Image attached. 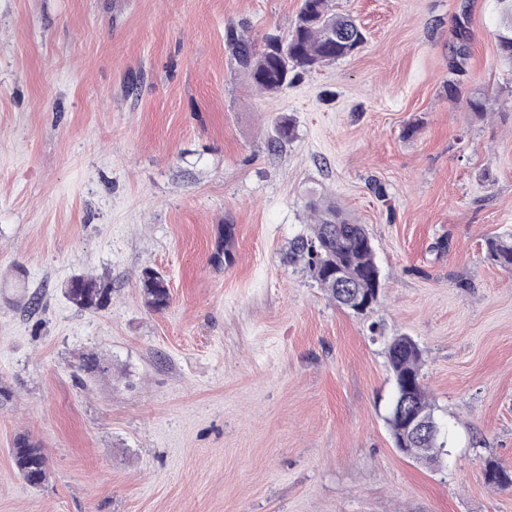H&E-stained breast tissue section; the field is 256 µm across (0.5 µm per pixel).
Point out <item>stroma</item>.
<instances>
[{
	"mask_svg": "<svg viewBox=\"0 0 512 512\" xmlns=\"http://www.w3.org/2000/svg\"><path fill=\"white\" fill-rule=\"evenodd\" d=\"M300 4L0 0V512H512L484 475L512 472V274L485 249L512 233L496 0H336L363 48L251 87L226 27L284 34ZM312 191L374 240L368 315L288 262ZM79 274L109 305L65 300ZM400 334L447 429L436 466L385 422ZM143 298L147 307L162 311L169 306L170 293L167 279L154 269H146L140 276ZM12 456L15 468L30 486L39 487L47 480L46 458L28 435H20L16 439Z\"/></svg>",
	"mask_w": 512,
	"mask_h": 512,
	"instance_id": "35a3bbf8",
	"label": "stroma"
}]
</instances>
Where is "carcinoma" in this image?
<instances>
[{"instance_id":"obj_1","label":"carcinoma","mask_w":512,"mask_h":512,"mask_svg":"<svg viewBox=\"0 0 512 512\" xmlns=\"http://www.w3.org/2000/svg\"><path fill=\"white\" fill-rule=\"evenodd\" d=\"M497 2L500 13L495 33L497 47L502 60L512 66V0ZM365 41V33L356 21L336 11L329 0H301L288 36L284 39L268 36L261 49L233 27L227 28L225 33V45L246 81L266 92H277L307 72L354 55ZM294 136L293 121L283 118L275 124L270 148L274 150ZM306 207L314 214V224L292 239L288 252L291 261L303 264L318 285L343 307L347 306V300L339 288L336 272L350 273L355 291L366 299L356 314L367 313L378 303L382 287L371 237L363 225L349 220L334 203L320 195L311 197ZM485 246L496 264L512 271V237H491L486 239ZM140 282L147 307L162 311L169 306L170 293L164 275L146 269L141 273ZM111 293L112 289L85 275L72 277L62 288L63 296L80 309L104 307ZM386 355L393 381L392 403L386 417L390 431H396L394 408L400 394L408 388L413 389L418 409L434 424L442 426L437 407L423 384L422 352L418 343L405 334L394 336L386 343ZM447 445V436L442 431L428 443L421 461L436 464ZM12 456L15 468L29 485L39 487L47 480L46 458L29 436L21 435L16 439ZM486 477L488 482L498 486H512V476L498 466L489 465Z\"/></svg>"}]
</instances>
